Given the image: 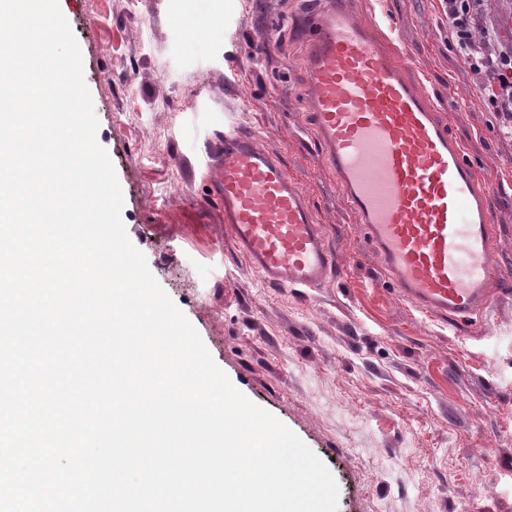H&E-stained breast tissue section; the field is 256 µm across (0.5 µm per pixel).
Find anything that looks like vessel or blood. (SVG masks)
<instances>
[{
	"instance_id": "vessel-or-blood-1",
	"label": "vessel or blood",
	"mask_w": 512,
	"mask_h": 512,
	"mask_svg": "<svg viewBox=\"0 0 512 512\" xmlns=\"http://www.w3.org/2000/svg\"><path fill=\"white\" fill-rule=\"evenodd\" d=\"M301 27L309 120L380 264L421 311L470 322L504 282L492 191L347 0H318ZM212 158L224 228L264 280L317 288L337 273L323 225L257 133L225 127Z\"/></svg>"
}]
</instances>
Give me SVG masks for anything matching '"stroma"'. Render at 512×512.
Returning a JSON list of instances; mask_svg holds the SVG:
<instances>
[{
	"label": "stroma",
	"mask_w": 512,
	"mask_h": 512,
	"mask_svg": "<svg viewBox=\"0 0 512 512\" xmlns=\"http://www.w3.org/2000/svg\"><path fill=\"white\" fill-rule=\"evenodd\" d=\"M308 2L59 0L128 237L232 385L325 463L338 512H512V285L465 327L393 286L308 124ZM349 2L493 186L492 257L512 277V139L442 0ZM228 125L308 196L339 261L323 286L268 285L225 233L204 149Z\"/></svg>",
	"instance_id": "1"
}]
</instances>
